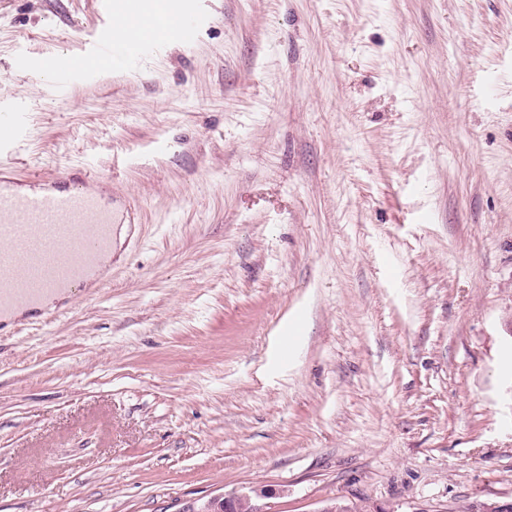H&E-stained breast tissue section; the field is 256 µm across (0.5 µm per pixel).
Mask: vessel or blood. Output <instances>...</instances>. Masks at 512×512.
Listing matches in <instances>:
<instances>
[{
	"label": "vessel or blood",
	"instance_id": "b4317fda",
	"mask_svg": "<svg viewBox=\"0 0 512 512\" xmlns=\"http://www.w3.org/2000/svg\"><path fill=\"white\" fill-rule=\"evenodd\" d=\"M170 18L167 37L183 42L194 36L182 0H165ZM127 14L120 0L108 5V30L91 58H110ZM12 173H0V318L15 309L78 285L112 253L116 214L111 202L69 174L53 187L12 189Z\"/></svg>",
	"mask_w": 512,
	"mask_h": 512
}]
</instances>
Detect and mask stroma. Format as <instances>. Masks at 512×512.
<instances>
[{
  "label": "stroma",
  "instance_id": "35a3bbf8",
  "mask_svg": "<svg viewBox=\"0 0 512 512\" xmlns=\"http://www.w3.org/2000/svg\"><path fill=\"white\" fill-rule=\"evenodd\" d=\"M186 2L114 70L106 0H0V167L135 218L0 330V512L512 501V0ZM166 14L170 18L165 35L183 42L190 41L194 36V26L186 17L181 0H166ZM182 512H271L253 502L250 495L229 493L210 498Z\"/></svg>",
  "mask_w": 512,
  "mask_h": 512
}]
</instances>
